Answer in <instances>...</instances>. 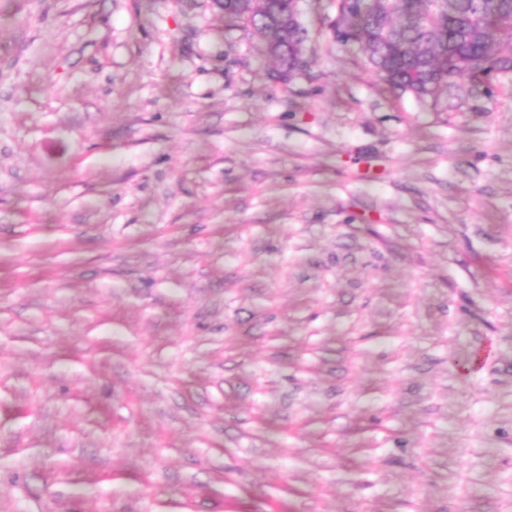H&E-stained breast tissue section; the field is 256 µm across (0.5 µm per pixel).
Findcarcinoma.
Masks as SVG:
<instances>
[{"label": "carcinoma", "instance_id": "obj_1", "mask_svg": "<svg viewBox=\"0 0 512 512\" xmlns=\"http://www.w3.org/2000/svg\"><path fill=\"white\" fill-rule=\"evenodd\" d=\"M229 27L244 23L286 80L305 70L309 34L300 0H214ZM336 40L356 44L399 95L422 104L459 81L512 77V0H336Z\"/></svg>", "mask_w": 512, "mask_h": 512}]
</instances>
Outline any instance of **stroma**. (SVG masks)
<instances>
[{
	"label": "stroma",
	"mask_w": 512,
	"mask_h": 512,
	"mask_svg": "<svg viewBox=\"0 0 512 512\" xmlns=\"http://www.w3.org/2000/svg\"><path fill=\"white\" fill-rule=\"evenodd\" d=\"M301 10L0 0V512H512V80ZM300 0H214L229 27L240 23L250 27L262 44V58L272 59L278 76L287 80L305 70L309 34L303 22L296 21Z\"/></svg>",
	"instance_id": "35a3bbf8"
}]
</instances>
